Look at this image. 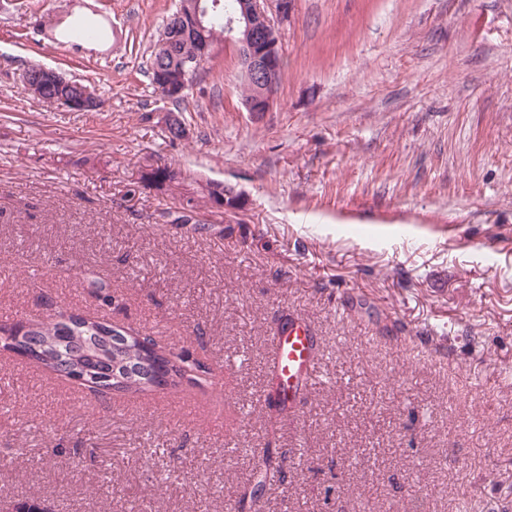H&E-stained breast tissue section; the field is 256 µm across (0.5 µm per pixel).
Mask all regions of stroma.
<instances>
[{"mask_svg": "<svg viewBox=\"0 0 512 512\" xmlns=\"http://www.w3.org/2000/svg\"><path fill=\"white\" fill-rule=\"evenodd\" d=\"M176 4L0 0V323L88 313L200 366L102 396L0 349V501L236 512L267 448V512H512V0H294L255 115L229 44L179 107L153 91ZM86 17L104 38H65ZM34 64L102 107L38 100ZM147 165L181 176L137 186ZM188 201L202 232L165 217ZM285 314L321 351L287 418L263 399Z\"/></svg>", "mask_w": 512, "mask_h": 512, "instance_id": "1", "label": "stroma"}]
</instances>
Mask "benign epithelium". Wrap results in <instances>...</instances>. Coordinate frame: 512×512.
I'll list each match as a JSON object with an SVG mask.
<instances>
[{"label": "benign epithelium", "mask_w": 512, "mask_h": 512, "mask_svg": "<svg viewBox=\"0 0 512 512\" xmlns=\"http://www.w3.org/2000/svg\"><path fill=\"white\" fill-rule=\"evenodd\" d=\"M238 4L239 9L227 26L226 42L235 47L244 79L252 89L243 106L251 113L268 112L282 73L277 37L292 19L293 0H238ZM23 81L31 93L45 83L60 89L74 84L62 73L44 66L34 72L25 70ZM54 104L70 110L79 104L85 110L95 107L97 100L85 96L78 101L61 94L54 98Z\"/></svg>", "instance_id": "1"}]
</instances>
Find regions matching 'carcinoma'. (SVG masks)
Segmentation results:
<instances>
[{"label": "carcinoma", "instance_id": "carcinoma-1", "mask_svg": "<svg viewBox=\"0 0 512 512\" xmlns=\"http://www.w3.org/2000/svg\"><path fill=\"white\" fill-rule=\"evenodd\" d=\"M236 0H221L215 11L202 18V28L175 43V59H168L158 70L148 72L153 90L162 93L166 87L182 86V68L186 62L201 54L203 49L213 50L224 41L228 10ZM69 33L80 41H96L105 35L103 28L87 19L73 24ZM147 187L161 189L177 180V172L167 166L150 168L140 177ZM206 191L210 201L232 207L237 196L224 190L221 184L208 183ZM4 325V330L14 333V344L9 349L27 358L37 366L66 378L76 372L90 376V390L100 394L111 392H142L149 388H175L191 380L186 357L170 356L159 349L147 359L134 350V345L100 326L97 320L85 315L65 316L57 311L46 320L36 323Z\"/></svg>", "mask_w": 512, "mask_h": 512}]
</instances>
